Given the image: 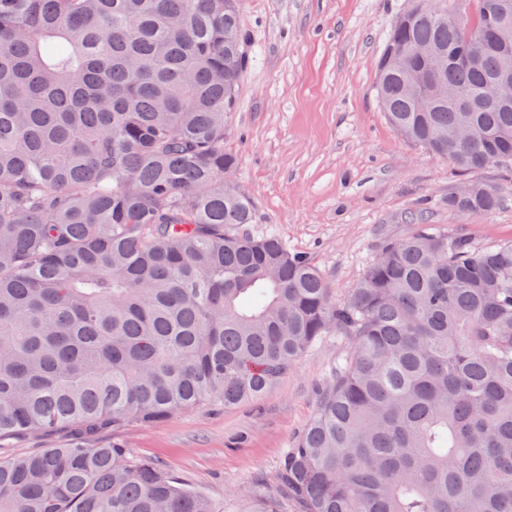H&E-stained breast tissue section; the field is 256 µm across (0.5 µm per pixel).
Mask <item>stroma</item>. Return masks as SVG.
Instances as JSON below:
<instances>
[{
  "label": "stroma",
  "mask_w": 512,
  "mask_h": 512,
  "mask_svg": "<svg viewBox=\"0 0 512 512\" xmlns=\"http://www.w3.org/2000/svg\"><path fill=\"white\" fill-rule=\"evenodd\" d=\"M412 0H242L253 46L237 110L224 130L235 180L256 207L254 230L310 257L343 299L389 240L435 224L479 246L512 238V172H462L400 136L375 96L376 65ZM501 193L489 215L448 204L464 185ZM350 350L325 336L260 399L203 406L119 433L130 453L159 461L219 512H253L260 481L312 417Z\"/></svg>",
  "instance_id": "obj_1"
}]
</instances>
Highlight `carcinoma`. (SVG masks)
<instances>
[{
    "mask_svg": "<svg viewBox=\"0 0 512 512\" xmlns=\"http://www.w3.org/2000/svg\"><path fill=\"white\" fill-rule=\"evenodd\" d=\"M493 2L413 16L377 65L389 124L463 170L512 165ZM420 46L443 58L424 110ZM251 53L241 0H0V440L69 436L0 458V512H217L104 430L257 399L331 333L350 351L254 512H512V240L421 224L333 299L252 231L224 151ZM474 189L448 205L498 208Z\"/></svg>",
    "mask_w": 512,
    "mask_h": 512,
    "instance_id": "carcinoma-1",
    "label": "carcinoma"
}]
</instances>
